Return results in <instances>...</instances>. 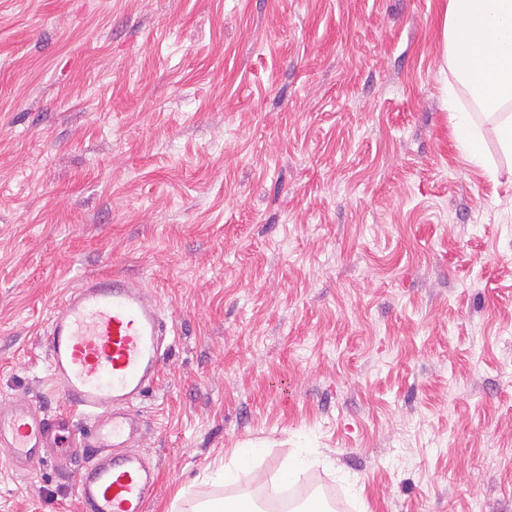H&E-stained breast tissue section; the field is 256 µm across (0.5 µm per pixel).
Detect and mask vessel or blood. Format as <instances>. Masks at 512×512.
<instances>
[{"mask_svg":"<svg viewBox=\"0 0 512 512\" xmlns=\"http://www.w3.org/2000/svg\"><path fill=\"white\" fill-rule=\"evenodd\" d=\"M168 322L137 279L99 274L65 287L46 324L47 367L72 413L89 423L87 456L76 474L80 512H148L154 466L128 451L142 425L134 409L156 383ZM59 422L26 401L0 409V447L11 466L38 457Z\"/></svg>","mask_w":512,"mask_h":512,"instance_id":"vessel-or-blood-1","label":"vessel or blood"}]
</instances>
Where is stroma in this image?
Returning a JSON list of instances; mask_svg holds the SVG:
<instances>
[{"mask_svg":"<svg viewBox=\"0 0 512 512\" xmlns=\"http://www.w3.org/2000/svg\"><path fill=\"white\" fill-rule=\"evenodd\" d=\"M447 8L0 0V407L61 408L49 310L124 274L171 326L149 512L299 456L346 512H512V165L488 121L498 182L455 146ZM81 427L0 452V512H78Z\"/></svg>","mask_w":512,"mask_h":512,"instance_id":"1","label":"stroma"}]
</instances>
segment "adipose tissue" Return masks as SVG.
<instances>
[{"label":"adipose tissue","mask_w":512,"mask_h":512,"mask_svg":"<svg viewBox=\"0 0 512 512\" xmlns=\"http://www.w3.org/2000/svg\"><path fill=\"white\" fill-rule=\"evenodd\" d=\"M445 53L456 84L465 87L482 114L494 120L501 153L512 158V0H448ZM458 150L497 180L471 113L448 94Z\"/></svg>","instance_id":"1"}]
</instances>
